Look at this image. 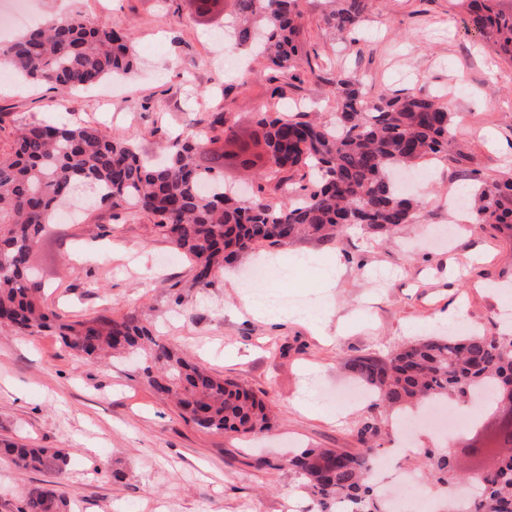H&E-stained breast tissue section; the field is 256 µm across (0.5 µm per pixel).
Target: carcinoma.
Returning a JSON list of instances; mask_svg holds the SVG:
<instances>
[{
    "mask_svg": "<svg viewBox=\"0 0 512 512\" xmlns=\"http://www.w3.org/2000/svg\"><path fill=\"white\" fill-rule=\"evenodd\" d=\"M229 25L231 47L255 51L282 70L308 57L302 38V0H234ZM474 27L492 41L498 55L512 62V14L497 0H458ZM323 15L332 33L344 35L365 21L371 0H327ZM130 39L105 23L72 15L16 37L0 60L26 81L55 90H89L132 67ZM338 102L330 124L305 114H263L265 161H241L262 169L261 179L292 180L315 172L312 189L276 209L257 184L244 200L229 196L224 183V152L206 151L193 140L173 143L153 161L129 140L93 126L38 123L15 135L11 150L0 156V316L18 332H55L75 356L102 360L128 354L154 392L173 396L182 417L205 431L255 433L271 428L267 405L242 385L188 362L154 336L140 318L98 314L69 322L49 309L41 282L31 273V250L58 206L80 187L92 189L100 204L126 206L153 217L163 235L193 259L190 287L212 285L215 269L256 244L287 246L310 236L338 237L352 224L384 235L417 218L415 199L400 193L392 179L399 167L448 157L453 114L428 95L412 93L370 100L359 79L339 73L333 80ZM212 140L233 142L235 124L219 113ZM477 222L512 238V178L494 180L480 193ZM365 382L379 404L404 412L439 399L489 392L500 403L502 384L512 382V336L470 332L431 336L395 349L386 359H353L344 365ZM380 430L365 422L356 437V453L338 448H306L289 460L301 488L321 512H383L373 494V442ZM488 447L499 450L496 471L468 478L465 491L478 494L468 510L448 488L444 512H512V415L499 421ZM0 455L19 469L61 470L65 457L49 448L10 443ZM433 480L448 487L453 469L446 454H428ZM20 512H67V497L56 486L29 489Z\"/></svg>",
    "mask_w": 512,
    "mask_h": 512,
    "instance_id": "cac0c4a2",
    "label": "carcinoma"
}]
</instances>
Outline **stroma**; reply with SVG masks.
<instances>
[{
  "label": "stroma",
  "instance_id": "1",
  "mask_svg": "<svg viewBox=\"0 0 512 512\" xmlns=\"http://www.w3.org/2000/svg\"><path fill=\"white\" fill-rule=\"evenodd\" d=\"M51 19L81 13L129 34L136 62L116 93L62 94L42 84L0 83V148L32 122L91 125L143 153L177 137L205 138L213 114L252 131L260 111L333 121L337 73L357 76L370 99L425 91L454 114L461 152L454 161L404 173L421 203L413 224L376 236L353 225L333 240L254 247L217 272L206 291L188 289L191 261L152 217L125 207L76 213L34 246L30 265L48 306L72 320L96 313L136 314L160 337L217 376L262 398L273 428L258 437L198 429L160 399L131 362L79 359L59 337L0 329V445L61 450L62 472L17 470L0 457V512H20L26 489L57 485L70 512H308L310 502L288 457L305 448L355 451L356 430L375 422L377 444L405 435L418 449L445 452L455 475L483 465L468 447L494 424L469 399L454 402L458 429L445 437L363 399L342 407L336 392L356 385L343 364L385 358L402 343L437 335V313L461 309L469 327L512 326L500 286H512V240L487 224L456 220L449 202L512 176V62L467 27L454 0H374L354 41L329 34L320 0H305L309 61L295 72L249 56L224 66L215 36L224 18H199L190 0H39ZM321 266L289 268L267 301L289 313L268 323L245 305L243 275L256 263L289 256ZM334 287H326L325 273ZM325 310V331L308 313Z\"/></svg>",
  "mask_w": 512,
  "mask_h": 512
}]
</instances>
